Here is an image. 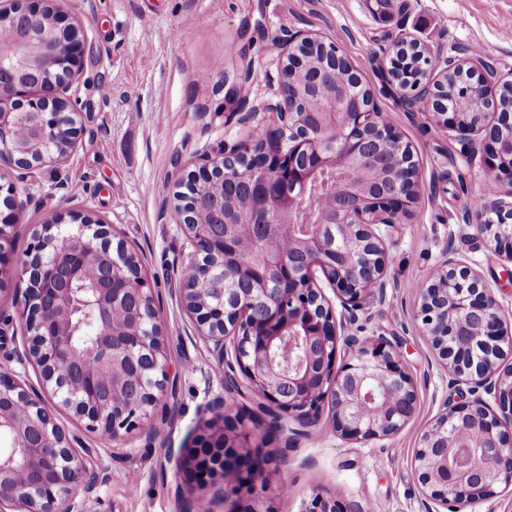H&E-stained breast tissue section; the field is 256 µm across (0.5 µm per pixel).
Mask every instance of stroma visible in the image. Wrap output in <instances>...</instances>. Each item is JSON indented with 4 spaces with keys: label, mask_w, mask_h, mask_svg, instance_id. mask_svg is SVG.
I'll return each instance as SVG.
<instances>
[{
    "label": "stroma",
    "mask_w": 512,
    "mask_h": 512,
    "mask_svg": "<svg viewBox=\"0 0 512 512\" xmlns=\"http://www.w3.org/2000/svg\"><path fill=\"white\" fill-rule=\"evenodd\" d=\"M368 0H67L84 42L76 85L83 117L74 149L56 167L29 171L0 163V200L8 190L24 199L0 261L25 259L36 233L64 211H80L113 226L135 252L147 287L160 305L170 357L163 404L145 425L120 440L57 412L78 436L96 471L107 479L92 494L78 493L77 512H306L313 490L343 492L368 512H422L413 455L444 398L467 385L449 386L448 372L415 317L416 288L443 256L471 264L489 283L512 324V282L503 257L489 250L471 226L469 201L492 183L484 142L439 123L426 100L408 105L383 66L395 39L415 42L433 59L465 58L476 48L499 75H512V0H407L405 10L378 12ZM311 35L337 43L371 92V104L408 144L418 172V200L386 248L385 298L365 295L347 327L357 336H383L401 353L416 383V410L397 434L356 443L342 439L322 417L295 447L276 439L271 460L252 492L223 499V480L178 483L169 455L207 433L210 400L225 398L231 417L267 426L260 400L238 376L225 390L224 374L197 337L180 303L181 268L190 251L171 213L173 194L200 155L234 144L255 123L283 80L288 42ZM24 331L13 321L0 335V367L36 388L35 365H20Z\"/></svg>",
    "instance_id": "stroma-1"
}]
</instances>
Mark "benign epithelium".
Instances as JSON below:
<instances>
[{
	"instance_id": "1",
	"label": "benign epithelium",
	"mask_w": 512,
	"mask_h": 512,
	"mask_svg": "<svg viewBox=\"0 0 512 512\" xmlns=\"http://www.w3.org/2000/svg\"><path fill=\"white\" fill-rule=\"evenodd\" d=\"M8 14L18 17L19 33L0 41V162L22 170L58 165L66 157L52 148L62 127L76 138L81 116L77 95L64 96L82 72L83 40L70 22L65 0H10ZM408 44L396 45L389 73L400 90H413L431 101L441 124L484 136L490 145V176L500 184L495 197L472 214V227L488 248L512 263V166L503 162L512 151V113H497L496 121L470 124L460 112L448 111L439 84L448 69L461 68V99L481 95L486 88V64L481 54L468 61L449 57L434 73L431 60L420 52L409 67ZM323 66L305 84L319 94L336 80L344 61L340 49L317 37H304L288 51V89L269 110L280 123L256 142L251 137L219 156H205L198 169L182 180L211 181L226 175L224 163L238 155L252 159L251 169L235 170L249 185L251 202L236 224L181 222L193 254L181 270V300L199 327L202 340L224 372L227 389L236 387L235 370L248 379L252 391L268 402L267 411L279 431L291 435L315 426L325 404L332 408L336 432L349 441L366 442L399 432L416 409L414 382L402 366L399 352L384 336H355L337 331L336 315L322 274L342 308L352 318L364 294L384 298V242L397 217L411 212L416 201L417 171L410 154L397 167L398 187L370 196L352 190L339 195L326 217L297 237L293 251H283L278 214H294L307 202L311 187L333 169L347 171L367 157L378 142L403 150L399 136L378 112L358 98H336L320 112L298 108L293 75L311 56ZM34 116L45 152L37 160L19 156L13 138L16 116ZM336 134L328 141L325 133ZM292 188L288 198L276 182ZM36 234L28 259L17 269L0 262V282L28 277L19 317L28 336L27 361L39 368L43 389L56 404L86 419L95 430L116 439L149 416L168 381L169 356L164 319L144 288L139 259L130 258L125 243L110 228L87 215L67 213ZM357 246L336 262L325 253L323 228ZM243 230L258 237L262 250L248 268L228 270L217 264L224 247ZM64 242L52 247L54 240ZM98 267L90 297L81 282L89 264ZM421 329L429 336L454 385H470L473 399L443 402L442 414L422 435L415 451V468L423 487L422 512H459L497 495L512 485V369L500 373L497 363L512 351V336L493 289L473 268L451 257L443 260L431 283L419 289ZM95 333L83 354L75 352V336L84 320ZM345 361L337 364L338 353ZM499 412L488 409L485 397ZM217 414L211 431L198 438L186 457L175 459L176 471L193 479L212 480L226 472L240 479L237 491L264 477L270 464L263 438L230 421L227 402L215 399ZM0 512H73L69 502L77 486L92 492L99 473L77 449L79 441L62 430L42 396L0 371ZM308 512H365L344 495L315 492Z\"/></svg>"
}]
</instances>
